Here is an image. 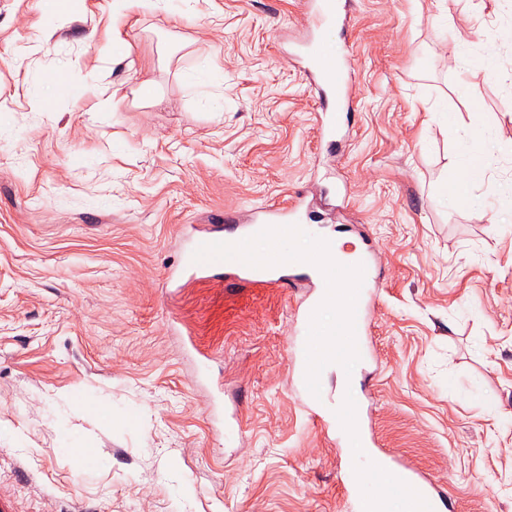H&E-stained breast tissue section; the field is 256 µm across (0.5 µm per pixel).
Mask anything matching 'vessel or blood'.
Returning <instances> with one entry per match:
<instances>
[{
    "mask_svg": "<svg viewBox=\"0 0 512 512\" xmlns=\"http://www.w3.org/2000/svg\"><path fill=\"white\" fill-rule=\"evenodd\" d=\"M309 8L317 20L318 26L334 28L345 25V7L340 0H309ZM301 58L305 63L304 71L312 91L317 92L326 102L324 115L317 123L319 140L335 142L337 134L342 131L346 117L344 112L352 96L353 87L351 74L353 57L328 51L326 40L322 37H311L303 46ZM305 201L296 196L279 207H256L252 210L250 223L239 225L234 241H241L258 233L263 228L284 227L300 224ZM364 268L362 286L359 292L355 313V339L358 349H365L369 334L374 299L371 294L373 286V259L362 255ZM189 270L205 273L213 270L223 271L226 278L232 281H246L260 288L279 286L284 273L299 271L298 264L288 263L268 268H257L238 261H212L206 263L188 262ZM379 466L402 479L414 488L430 506H437L441 494L434 482L415 468L402 464L398 460L377 459Z\"/></svg>",
    "mask_w": 512,
    "mask_h": 512,
    "instance_id": "b4317fda",
    "label": "vessel or blood"
}]
</instances>
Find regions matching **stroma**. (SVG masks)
Returning <instances> with one entry per match:
<instances>
[{
	"label": "stroma",
	"instance_id": "35a3bbf8",
	"mask_svg": "<svg viewBox=\"0 0 512 512\" xmlns=\"http://www.w3.org/2000/svg\"><path fill=\"white\" fill-rule=\"evenodd\" d=\"M508 25L512 0H354L339 151L291 59L303 0H161L120 60L99 50L110 0H0V512H348L346 451L296 387L298 293L168 276L186 233L298 193L311 224L365 226L384 271L352 372L380 448L453 512H512V229L477 217L512 189V43L476 63ZM53 72L87 96L33 111ZM472 144L484 181L443 205ZM60 423L96 465L59 451Z\"/></svg>",
	"mask_w": 512,
	"mask_h": 512
}]
</instances>
